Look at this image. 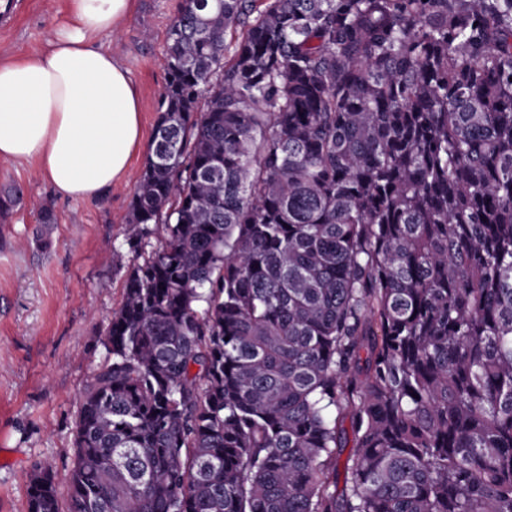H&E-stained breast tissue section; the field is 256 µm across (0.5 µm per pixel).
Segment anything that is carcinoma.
Here are the masks:
<instances>
[{
	"label": "carcinoma",
	"instance_id": "obj_1",
	"mask_svg": "<svg viewBox=\"0 0 512 512\" xmlns=\"http://www.w3.org/2000/svg\"><path fill=\"white\" fill-rule=\"evenodd\" d=\"M165 67L67 512H512V0H192Z\"/></svg>",
	"mask_w": 512,
	"mask_h": 512
}]
</instances>
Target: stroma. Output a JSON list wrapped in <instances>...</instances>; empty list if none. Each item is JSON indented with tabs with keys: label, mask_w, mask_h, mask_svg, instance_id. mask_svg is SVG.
I'll use <instances>...</instances> for the list:
<instances>
[{
	"label": "stroma",
	"mask_w": 512,
	"mask_h": 512,
	"mask_svg": "<svg viewBox=\"0 0 512 512\" xmlns=\"http://www.w3.org/2000/svg\"><path fill=\"white\" fill-rule=\"evenodd\" d=\"M181 0H137L102 45L137 88L144 147L121 184L59 196L33 163L0 160V512H28V480L51 460L64 480L74 459L79 398L107 351L103 333L133 262L127 217L167 83L164 56ZM67 0H17L0 27V60L46 48ZM51 209L52 223L41 221Z\"/></svg>",
	"instance_id": "obj_1"
}]
</instances>
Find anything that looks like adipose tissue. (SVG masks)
Masks as SVG:
<instances>
[{
  "instance_id": "1",
  "label": "adipose tissue",
  "mask_w": 512,
  "mask_h": 512,
  "mask_svg": "<svg viewBox=\"0 0 512 512\" xmlns=\"http://www.w3.org/2000/svg\"><path fill=\"white\" fill-rule=\"evenodd\" d=\"M134 0H68L45 51L0 62V159L39 165L58 195L120 183L142 142L138 94L102 41Z\"/></svg>"
}]
</instances>
